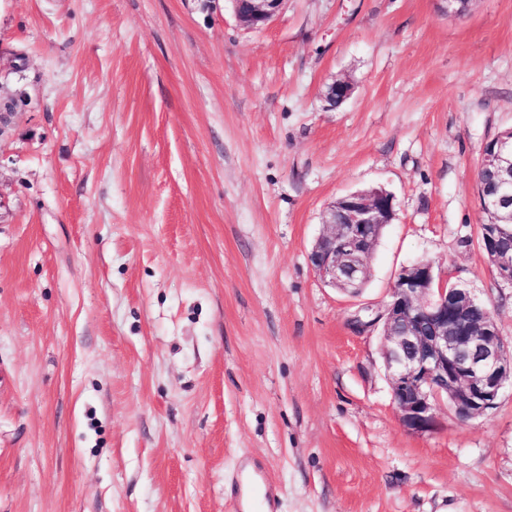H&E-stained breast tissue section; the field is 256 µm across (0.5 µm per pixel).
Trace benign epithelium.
Wrapping results in <instances>:
<instances>
[{"instance_id":"obj_1","label":"benign epithelium","mask_w":512,"mask_h":512,"mask_svg":"<svg viewBox=\"0 0 512 512\" xmlns=\"http://www.w3.org/2000/svg\"><path fill=\"white\" fill-rule=\"evenodd\" d=\"M239 22L251 29L269 23L283 0H232ZM353 91L336 80L325 97L347 100ZM478 188L489 215L483 225L485 252L500 281L512 288V249L499 244L512 228V128L498 133L481 148ZM395 217L393 196L383 189L355 191L336 199L325 211L324 232L309 258L330 286L356 295L371 275L370 260L386 225ZM363 332L382 326L383 357L391 397L401 425L410 432L433 430L441 400L462 421L494 408L507 383H512V356L505 354L492 311L469 289L420 259L402 267L389 288L384 310Z\"/></svg>"}]
</instances>
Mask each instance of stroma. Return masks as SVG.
I'll use <instances>...</instances> for the list:
<instances>
[{
    "label": "stroma",
    "instance_id": "1",
    "mask_svg": "<svg viewBox=\"0 0 512 512\" xmlns=\"http://www.w3.org/2000/svg\"><path fill=\"white\" fill-rule=\"evenodd\" d=\"M353 86L329 107V84ZM0 512H512V386L398 419L378 313L431 259L494 310L482 145L512 127V0H0ZM396 217L358 296L311 248ZM284 0H232L239 22L251 29L269 23L279 12ZM394 217L393 196L383 189L337 198L324 213L325 231L309 255L321 278L334 288L358 294L370 278V260L380 234Z\"/></svg>",
    "mask_w": 512,
    "mask_h": 512
}]
</instances>
